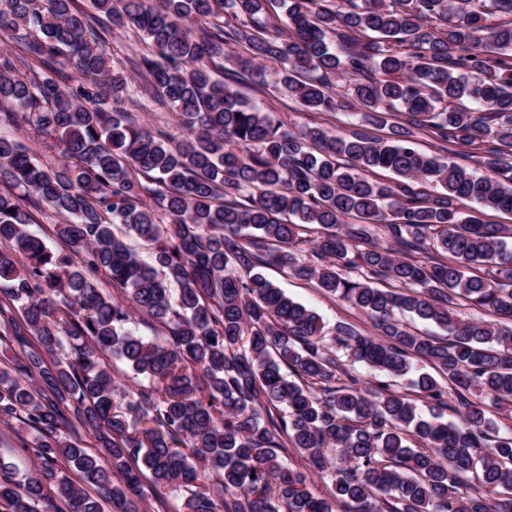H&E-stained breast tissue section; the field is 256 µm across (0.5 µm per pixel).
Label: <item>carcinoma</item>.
<instances>
[{
  "mask_svg": "<svg viewBox=\"0 0 512 512\" xmlns=\"http://www.w3.org/2000/svg\"><path fill=\"white\" fill-rule=\"evenodd\" d=\"M112 26L146 45L129 73ZM0 34V125L63 157L44 167L0 135V345L22 352L0 361V421L37 461L22 481L0 462V512H141L170 493L188 512H512V428L492 419L512 406V224L481 218L512 214V0H0ZM243 82L369 116L290 131ZM136 97L171 109L177 145L126 111ZM458 145L483 173L450 160ZM42 209L61 218L54 250L30 229ZM269 267L379 335L341 321L324 343Z\"/></svg>",
  "mask_w": 512,
  "mask_h": 512,
  "instance_id": "carcinoma-1",
  "label": "carcinoma"
}]
</instances>
